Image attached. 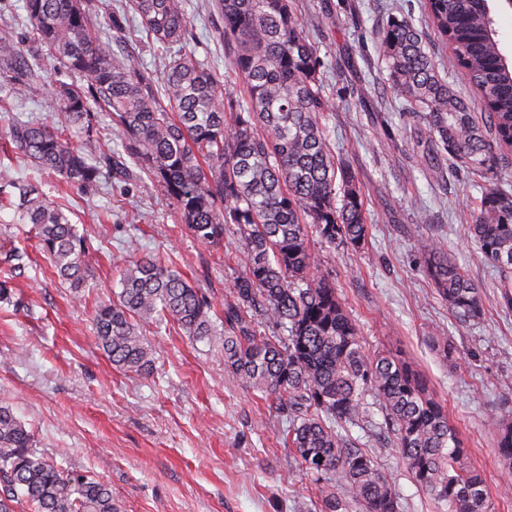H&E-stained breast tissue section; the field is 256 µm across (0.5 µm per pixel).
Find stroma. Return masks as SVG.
Masks as SVG:
<instances>
[{"label": "stroma", "instance_id": "35a3bbf8", "mask_svg": "<svg viewBox=\"0 0 512 512\" xmlns=\"http://www.w3.org/2000/svg\"><path fill=\"white\" fill-rule=\"evenodd\" d=\"M423 0H292V9L321 59L329 112L327 142L349 166L363 201L364 248L316 247L313 276L328 278L359 324L363 346L388 351L425 379L484 474L495 512H512V469L502 466L487 427L512 418V308L501 301L500 274L465 229L480 188L446 152L418 144V117L389 88L378 27L406 18L427 29ZM24 0H0V37L35 56L37 78L21 96L0 103V186L39 185L90 243L91 276L81 295L61 284L29 226L0 209V398L31 430L36 446L65 468L100 475L119 512H320L321 485L303 475L286 443L288 419L261 394L243 388L224 367L221 347L181 329L144 324L155 349L148 375L112 366L98 348L94 314L120 291L118 262L133 250L168 254L223 316L243 258L193 237L176 204L138 177L105 172L96 192L61 183L11 143L12 117L52 122L45 97L58 77L46 52L29 43ZM99 36L116 53L139 57L161 81L169 50L148 42L140 18L121 0H89ZM190 36L182 49L219 74L231 71L224 21L211 0H184ZM436 239L481 291L484 314L457 323L438 295L419 242ZM27 254L23 275L4 262ZM361 449L401 498L402 512H438L412 481L390 440L363 435Z\"/></svg>", "mask_w": 512, "mask_h": 512}]
</instances>
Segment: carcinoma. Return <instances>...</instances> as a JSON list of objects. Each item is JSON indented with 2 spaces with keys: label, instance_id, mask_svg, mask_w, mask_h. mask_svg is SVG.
I'll return each instance as SVG.
<instances>
[{
  "label": "carcinoma",
  "instance_id": "obj_1",
  "mask_svg": "<svg viewBox=\"0 0 512 512\" xmlns=\"http://www.w3.org/2000/svg\"><path fill=\"white\" fill-rule=\"evenodd\" d=\"M233 74L244 96L225 94L223 76L190 53L165 65L162 85L137 57L117 58L96 34L86 0H25L30 41L59 64L65 80L50 97L58 122L15 119L7 135L36 166L70 187L97 188L101 169L129 174L108 155L93 158L68 137L90 131L106 112L131 162L176 203L200 242L224 246L237 236L246 262L224 304V329L201 289L157 255H134L120 267L121 291L94 318L98 345L125 372L150 373L154 351L142 322H172L187 335L224 346V365L248 389L288 415V441L299 465L328 491L321 512H399L394 485L351 439L373 427L392 439L414 483L439 512H494L485 479L442 402L424 379L390 354L371 355L336 288L310 275L313 236L327 246H364L367 224L351 173L338 166L324 136L328 105L320 60L290 0H216ZM152 43L186 42L181 0H129ZM448 69H461L481 93L477 116L441 74L424 33L405 19L379 31L394 95L421 114L419 142L444 150L485 180L473 202L470 237L501 273L512 308V190L495 183L512 150V68L501 60L493 16L480 0H424ZM0 72L8 95L37 77L13 43L0 38ZM17 213L36 226L41 249L74 293L86 287V236L63 207L33 185L16 184ZM429 274L460 325L483 315L479 289L431 239L422 241ZM288 335H266V324ZM381 419H375V415ZM499 460L512 466V422H492ZM336 485L339 492L329 490ZM0 512H118L100 478L65 469L35 446L34 435L0 401Z\"/></svg>",
  "mask_w": 512,
  "mask_h": 512
}]
</instances>
